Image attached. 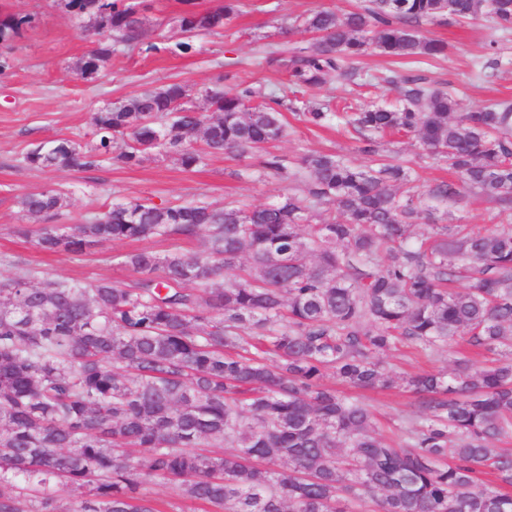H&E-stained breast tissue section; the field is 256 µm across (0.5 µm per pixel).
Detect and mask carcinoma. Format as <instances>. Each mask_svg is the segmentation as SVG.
<instances>
[{
  "label": "carcinoma",
  "mask_w": 512,
  "mask_h": 512,
  "mask_svg": "<svg viewBox=\"0 0 512 512\" xmlns=\"http://www.w3.org/2000/svg\"><path fill=\"white\" fill-rule=\"evenodd\" d=\"M63 2L102 36L81 76L115 46L141 44L140 0ZM182 2L192 36L237 13L236 0L209 12ZM441 17H481L502 40L512 35V0L320 9L303 20L313 43L264 56L301 98L246 82L206 88V115L181 111L190 90L168 83L95 113L90 149L54 140L27 153L32 167L81 169L109 156L135 166L151 151L186 170L213 154L257 156L296 187L250 208L133 200L70 233L39 229L36 246L50 253L202 230L207 249L129 253L135 278L124 286L35 284L25 273L0 281V512H167L146 490L162 482L209 512H355L378 492L377 512H512V454L496 447L512 435V227L433 224L418 206L423 195L446 204L476 192L512 214V102L461 112L456 89L408 75L382 78L401 84L396 108L345 101L334 112L304 98L332 79L359 84L353 59L369 52L413 64L444 55L445 43L419 30ZM23 24L0 20V41ZM285 111L314 126L343 120L365 161L316 152L293 163L266 150L285 134ZM395 133L447 161L456 181L418 192L379 154L377 137ZM18 205L45 220L65 197L45 189ZM420 221L429 234L415 232ZM455 338L492 358L401 380L381 360L407 341L431 350ZM329 371L355 388L401 382L416 394L404 444L376 432L368 404L323 383ZM64 494L74 506H58Z\"/></svg>",
  "instance_id": "obj_1"
}]
</instances>
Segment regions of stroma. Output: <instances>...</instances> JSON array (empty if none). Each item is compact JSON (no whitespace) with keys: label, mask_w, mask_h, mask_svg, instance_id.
Instances as JSON below:
<instances>
[{"label":"stroma","mask_w":512,"mask_h":512,"mask_svg":"<svg viewBox=\"0 0 512 512\" xmlns=\"http://www.w3.org/2000/svg\"><path fill=\"white\" fill-rule=\"evenodd\" d=\"M359 0H237V13L224 30L193 36L191 54H174L170 48L183 35L178 18L182 0H151L144 14L143 42L157 44L158 52L141 48H119L111 61L91 77H81L76 66L98 44V36L88 18L76 17L61 0H0V17L25 18L18 37L0 44V278L16 270L31 272L34 281L46 279L91 283L107 280L125 284L132 277L122 258L135 250L165 255L172 248L185 253L205 249L204 236L190 240L156 237L138 242L106 240L80 253L47 254L37 248L33 237L19 234V226L37 228V219L25 216L17 204L28 192L55 189L66 199L60 224H83L115 203L133 199L164 203L206 204L214 208L235 201L256 206L286 192L289 184L264 174L257 159L215 155L204 164L183 169L171 155L152 152L142 163L125 166L107 160L91 169L56 166L41 169L29 166L27 152L50 140L66 139L90 148L96 143L91 117L105 106L141 94L161 85L178 82L194 90L193 102L199 112L209 106L201 97L202 88L223 82L232 90L236 80L252 82L288 97L292 89L285 71L258 64L262 51L281 44L304 46L310 33L282 34L292 18L329 8L353 9ZM421 32L448 43L445 57L413 66V74L434 87H453L464 107L512 100V41L501 43L500 64L493 76L480 74L479 65L490 53L496 34L484 20L458 24L451 19L422 23ZM398 85L380 83L345 92L332 84L316 96L338 101L348 98L353 105L392 104L399 97ZM358 136L344 132L337 123L316 128L294 113L286 115V135L274 143L275 153L298 161L314 153H335L362 163ZM379 152L388 160L402 163L413 184L420 188L439 181H453L447 166L428 157L419 142L409 136H387L379 141ZM422 208L435 212L440 224H470L493 231L512 226V215L499 212L487 198L469 195L466 203L435 205L422 199ZM475 348L461 340L431 350L412 344L399 346L385 361L399 376L421 371H452L464 357L476 358ZM371 405L379 431L384 437L401 440V417L415 410L414 394L404 388L363 391Z\"/></svg>","instance_id":"1"}]
</instances>
